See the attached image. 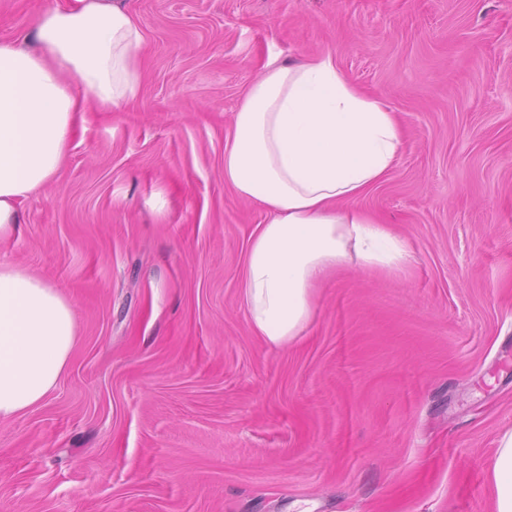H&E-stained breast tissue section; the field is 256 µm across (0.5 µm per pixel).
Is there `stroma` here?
<instances>
[{
  "label": "stroma",
  "instance_id": "35a3bbf8",
  "mask_svg": "<svg viewBox=\"0 0 512 512\" xmlns=\"http://www.w3.org/2000/svg\"><path fill=\"white\" fill-rule=\"evenodd\" d=\"M45 0H0L32 48ZM140 91L80 115L0 255L73 303L57 387L0 419V512H494L512 428V0H125ZM329 53L404 138L360 201L409 247L337 267L300 340L242 294L266 214L222 176L270 63ZM495 512H512V429L504 432L490 470Z\"/></svg>",
  "mask_w": 512,
  "mask_h": 512
}]
</instances>
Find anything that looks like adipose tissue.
I'll return each instance as SVG.
<instances>
[{"label":"adipose tissue","mask_w":512,"mask_h":512,"mask_svg":"<svg viewBox=\"0 0 512 512\" xmlns=\"http://www.w3.org/2000/svg\"><path fill=\"white\" fill-rule=\"evenodd\" d=\"M33 37V51L0 42V241L66 163L76 113L120 105L139 87L143 35L124 0H53ZM402 139L397 114L332 55L269 68L249 87L224 143L223 176L268 214L242 283L250 326L268 346L295 343L316 286L336 267L407 262V243L357 205L386 179ZM76 336L66 295L0 259V419L57 387ZM490 482L495 512H512V429L498 440Z\"/></svg>","instance_id":"obj_1"}]
</instances>
